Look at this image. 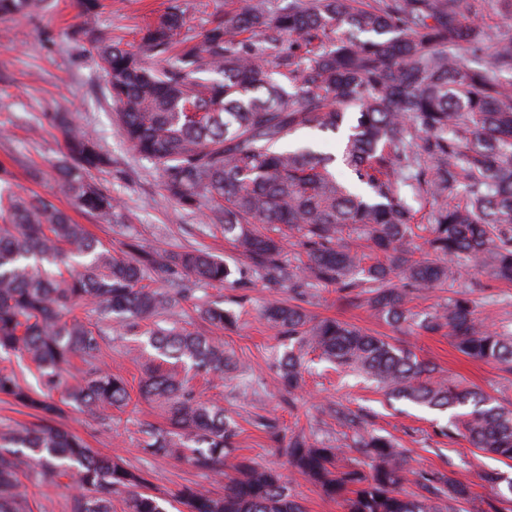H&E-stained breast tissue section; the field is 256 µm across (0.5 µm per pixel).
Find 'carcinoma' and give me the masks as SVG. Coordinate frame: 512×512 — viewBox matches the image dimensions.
<instances>
[{"instance_id":"cac0c4a2","label":"carcinoma","mask_w":512,"mask_h":512,"mask_svg":"<svg viewBox=\"0 0 512 512\" xmlns=\"http://www.w3.org/2000/svg\"><path fill=\"white\" fill-rule=\"evenodd\" d=\"M474 0H245L210 22L200 41L188 35L182 0L143 30L138 43H114L98 32L100 0H79L78 35L96 55L118 106L116 121L142 161L160 172L167 199L179 211L212 202L207 220L224 229L253 272L269 287L295 296L334 286L349 306L366 305L406 332L446 331L469 358L512 372V330L488 328L474 301L457 293L432 311L408 307L410 291L455 282L465 266L512 284V38L468 22ZM51 0H0V21L43 10ZM357 110L341 158L284 140L305 128L337 132ZM65 142L57 165L58 192L85 213L116 221L112 194L91 180L112 166L96 136L56 116ZM342 161L356 180L342 183ZM0 163V354L27 360L38 387L0 370V395L35 412L30 426L0 434V512H30L22 477L34 469L46 486L69 489L72 512H112V496L127 494V512H167L145 475L101 456L62 430L65 408H120L125 380L99 367L104 330L72 316L96 306L117 336H145L153 357L187 370L230 379L238 362L204 333L179 325L177 308L203 284L232 275L202 249L170 253L128 244L130 258L73 222L48 198L11 190ZM431 206L430 223H412L405 191ZM297 235L306 260L286 258L281 228ZM435 259H417V230ZM355 235L379 259L343 242ZM216 328L239 313L218 304L199 310ZM261 316L284 339L274 356L275 386L300 384L306 351L375 381L387 394L454 413L450 424L469 445L512 460V409L483 393L437 377L435 365L408 347L336 319L316 320L281 298ZM75 357L88 367L84 383L57 400L59 370ZM140 394L161 402L166 423L141 425L142 452L224 476L235 451L237 423L224 407L201 399L185 379L147 367ZM271 439L291 473L312 483L344 512H448L467 502L471 485L442 471L422 475L419 492L401 486L409 473L393 439L357 433L353 450L369 471L341 467L338 445L299 433ZM224 492L192 486L175 500L186 512H304L281 473L238 461ZM493 496L482 512H512V478L481 476Z\"/></svg>"}]
</instances>
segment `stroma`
<instances>
[{"instance_id": "1", "label": "stroma", "mask_w": 512, "mask_h": 512, "mask_svg": "<svg viewBox=\"0 0 512 512\" xmlns=\"http://www.w3.org/2000/svg\"><path fill=\"white\" fill-rule=\"evenodd\" d=\"M166 5L167 0H103L97 26L133 42L139 30ZM79 23L76 0H55L50 11L0 22V162L14 165L13 190L52 196L62 137L50 116L71 113L76 123L95 130L101 148L111 155V168L93 173L92 178L118 199L124 214L121 224L102 223L73 209L66 199L55 198L75 222L117 250L130 242L174 252L206 248L224 258L229 267L248 270V260L203 213H181L164 197L158 171L138 160L124 141L96 57L84 51L76 33ZM467 290L479 317L493 327L512 329V287L469 269L463 270L454 286L414 292L410 305L425 312L453 292ZM270 295V289L257 279L247 288L202 284L179 306L181 320L195 329L202 328L196 309L203 304L218 302L240 314L234 327L221 331L204 328L206 335L223 343L225 351L240 363L238 376L219 383L199 375L192 381L198 394L218 401L236 420L238 456L264 467L284 469L285 459L278 454L264 420L274 421L284 437L302 432L332 442L341 437L344 428L325 409L338 403L359 413L368 430L392 435L405 448L413 474L441 470L470 482L475 499L466 508L479 512L483 499L491 494L481 476L485 471L502 469L503 464L471 448L460 437L442 435L440 428L446 425L447 414L388 399L374 384L353 373L334 370L312 353L304 358L302 386L289 395L277 391L273 354L279 350L280 340L260 315ZM302 306L313 317L336 318L390 337L420 358L435 362L441 377L476 388L512 407V373L494 364L471 361L444 333L418 335L395 330L375 318L367 307L345 305L332 286L309 289ZM149 363L148 354L136 342L117 338L107 339L99 361L100 367L122 375L134 388L144 378ZM146 421L164 423V411L157 403L136 396L127 407L105 415L79 408L67 410L59 425L83 438L90 448L119 456L128 468L145 472L157 494L170 497L185 485L221 491V484L210 475L187 464L144 455L140 425Z\"/></svg>"}]
</instances>
